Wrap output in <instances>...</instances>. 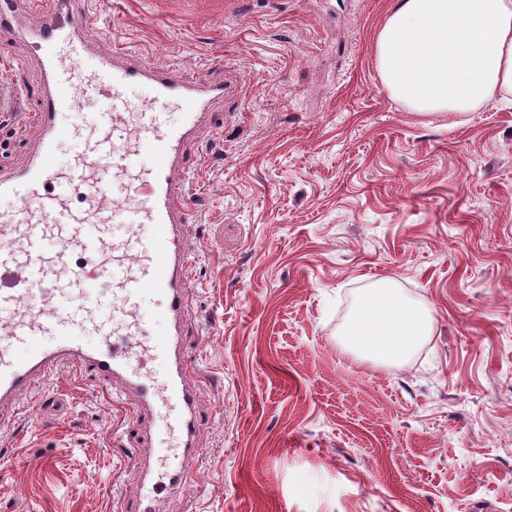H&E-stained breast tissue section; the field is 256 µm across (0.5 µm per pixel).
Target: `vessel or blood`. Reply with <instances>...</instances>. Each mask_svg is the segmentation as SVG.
<instances>
[{
	"instance_id": "obj_1",
	"label": "vessel or blood",
	"mask_w": 512,
	"mask_h": 512,
	"mask_svg": "<svg viewBox=\"0 0 512 512\" xmlns=\"http://www.w3.org/2000/svg\"><path fill=\"white\" fill-rule=\"evenodd\" d=\"M13 2L0 0V39H22L47 88L33 115L42 130L37 148L21 168L0 165V197L14 204L0 210V411L16 409L38 380L73 366L124 397L138 436L159 443L178 424L189 455H199L203 377L182 328L191 201L178 176L190 165L188 143L206 126H223L213 105L225 87L108 48L107 31L99 34L103 48L89 50L79 0H61L49 21L21 25ZM140 86L146 97L132 96ZM65 99L78 111H61ZM175 103L183 120L172 125L165 114ZM131 110L139 116L132 128L123 121ZM64 139L74 147L65 160L57 150ZM144 147L151 162L142 169ZM60 268L66 277L57 276ZM146 290L161 299V309L143 305ZM77 293L88 295L87 304H69ZM160 319L171 325L167 335L155 330ZM15 345L23 355L12 354ZM158 358L168 365L162 376L152 368ZM137 478L145 495L131 512L190 480L181 463L163 472L141 465Z\"/></svg>"
}]
</instances>
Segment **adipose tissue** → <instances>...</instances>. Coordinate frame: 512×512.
<instances>
[{
	"mask_svg": "<svg viewBox=\"0 0 512 512\" xmlns=\"http://www.w3.org/2000/svg\"><path fill=\"white\" fill-rule=\"evenodd\" d=\"M375 52L394 98L422 114L462 117L512 93V0H391ZM430 328L425 307L381 282L363 293L344 336L365 357L393 364Z\"/></svg>",
	"mask_w": 512,
	"mask_h": 512,
	"instance_id": "obj_1",
	"label": "adipose tissue"
}]
</instances>
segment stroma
Listing matches in <instances>:
<instances>
[{"label":"stroma","mask_w":512,"mask_h":512,"mask_svg":"<svg viewBox=\"0 0 512 512\" xmlns=\"http://www.w3.org/2000/svg\"><path fill=\"white\" fill-rule=\"evenodd\" d=\"M390 0H85L91 25L200 83L186 226L203 453L161 512H512V96L463 119L394 99ZM43 77L0 41L4 157L26 164ZM394 284L433 327L404 364L342 330ZM132 421L63 367L0 422V512H125Z\"/></svg>","instance_id":"obj_1"}]
</instances>
